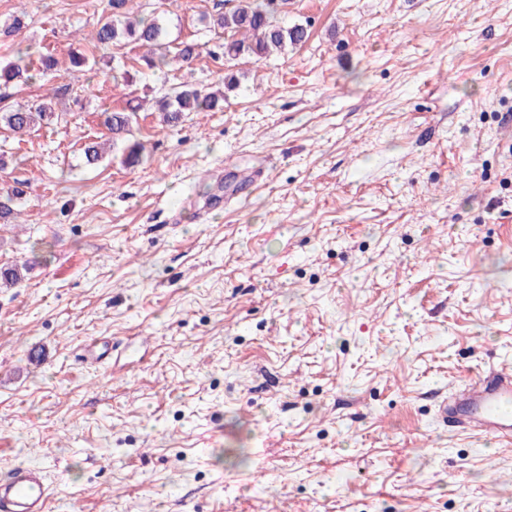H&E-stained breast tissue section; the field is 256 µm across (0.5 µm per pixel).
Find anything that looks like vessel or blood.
I'll return each mask as SVG.
<instances>
[{
    "label": "vessel or blood",
    "instance_id": "vessel-or-blood-1",
    "mask_svg": "<svg viewBox=\"0 0 512 512\" xmlns=\"http://www.w3.org/2000/svg\"><path fill=\"white\" fill-rule=\"evenodd\" d=\"M438 416L455 430L493 441H512V371L488 369L453 392ZM43 470L20 463L0 478V512H49Z\"/></svg>",
    "mask_w": 512,
    "mask_h": 512
}]
</instances>
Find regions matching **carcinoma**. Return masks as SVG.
I'll list each match as a JSON object with an SVG mask.
<instances>
[{
  "mask_svg": "<svg viewBox=\"0 0 512 512\" xmlns=\"http://www.w3.org/2000/svg\"><path fill=\"white\" fill-rule=\"evenodd\" d=\"M131 0H109L112 15L105 18L95 33L99 46L121 47L136 44L146 48L142 55L144 65L154 71L172 66L179 60H188L196 53L195 45L181 43L172 49L165 42V26L161 18L147 15L134 16L129 7ZM287 4V0H235L232 8L213 19V27L231 34L232 39L220 45L226 57L235 59L247 55L257 60L273 51L295 48L307 39L305 27L294 24L285 26L273 21L276 13ZM70 68L93 70L99 64L94 58L73 50L69 54ZM57 71V60L52 53L39 49L26 48L25 53L11 61H0V103L8 98L7 90L18 85H26L38 76H47ZM224 103V91L217 89L203 92L188 84L178 87L173 95L157 102L166 124L173 126L180 122L187 112H210ZM103 124L112 134V144L130 134L131 114L125 111H104ZM55 111L49 104H41L30 110L11 107L0 112V128L22 138L54 119ZM24 191L13 187L0 192V219L8 222L14 215L15 206ZM24 266H11L0 269V285L11 287L22 279Z\"/></svg>",
  "mask_w": 512,
  "mask_h": 512,
  "instance_id": "carcinoma-1",
  "label": "carcinoma"
}]
</instances>
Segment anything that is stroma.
Here are the masks:
<instances>
[{
	"label": "stroma",
	"mask_w": 512,
	"mask_h": 512,
	"mask_svg": "<svg viewBox=\"0 0 512 512\" xmlns=\"http://www.w3.org/2000/svg\"><path fill=\"white\" fill-rule=\"evenodd\" d=\"M136 2L198 55L112 48L128 85L69 68L107 0H0V61H59L11 98L58 121L0 131V475L43 466L50 512H512V443L437 415L512 368V0H288L307 41L231 62L223 0ZM107 109L139 164L85 165ZM224 103V91L217 89L203 92L188 84L181 85L173 95L157 102L166 124L173 126L180 122L185 112H210ZM103 124L110 134H112V146H115L119 140L126 135H130L131 114L125 111H104Z\"/></svg>",
	"instance_id": "1"
}]
</instances>
